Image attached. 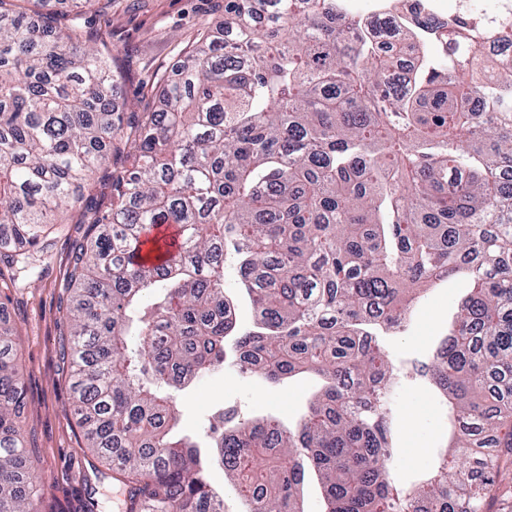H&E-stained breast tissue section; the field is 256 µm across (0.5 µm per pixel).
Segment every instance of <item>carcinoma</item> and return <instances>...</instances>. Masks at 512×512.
Instances as JSON below:
<instances>
[{"label":"carcinoma","mask_w":512,"mask_h":512,"mask_svg":"<svg viewBox=\"0 0 512 512\" xmlns=\"http://www.w3.org/2000/svg\"><path fill=\"white\" fill-rule=\"evenodd\" d=\"M344 0H225L224 31L160 82L128 131L106 42L82 13L34 27L0 0V261L27 272L57 215L70 246L61 355L84 445L127 490L125 512H224V467L251 512H492L512 495V42L465 12L447 28L394 14L346 34ZM112 200L85 181L112 153ZM179 228L176 249L149 226ZM465 275L448 336L413 367L444 398L452 452L397 481L396 365L409 293ZM238 293L257 313L233 319ZM16 339L0 331V512H37ZM230 364L271 382L316 375L300 420L220 409L200 445L177 432L184 390ZM300 508L303 512H324L325 510L320 488L314 479L307 480L303 487Z\"/></svg>","instance_id":"obj_1"}]
</instances>
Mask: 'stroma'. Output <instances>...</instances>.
<instances>
[{
    "instance_id": "1",
    "label": "stroma",
    "mask_w": 512,
    "mask_h": 512,
    "mask_svg": "<svg viewBox=\"0 0 512 512\" xmlns=\"http://www.w3.org/2000/svg\"><path fill=\"white\" fill-rule=\"evenodd\" d=\"M85 18L91 32L101 34L107 43L118 77L112 100L129 123L151 104L155 74L175 76L176 63L201 24L223 21L224 0H94ZM80 219L75 211L63 215L50 236L48 253L31 273L16 280L12 269H0V327L12 329L18 337L17 364L26 387L21 420L32 435L42 477V512H77L86 481L93 476L92 455L81 446L59 358V298L66 283L70 240ZM467 288L465 279L452 277L419 293L405 330L388 337L390 351L400 358L431 352ZM319 384L314 376L271 383L221 367L179 393L180 429L186 434L202 432L210 412L224 405L235 406L248 417L272 415L292 423ZM394 408L400 416L399 471L407 477L427 465L432 449L445 445L450 427L443 403L412 378H405Z\"/></svg>"
}]
</instances>
